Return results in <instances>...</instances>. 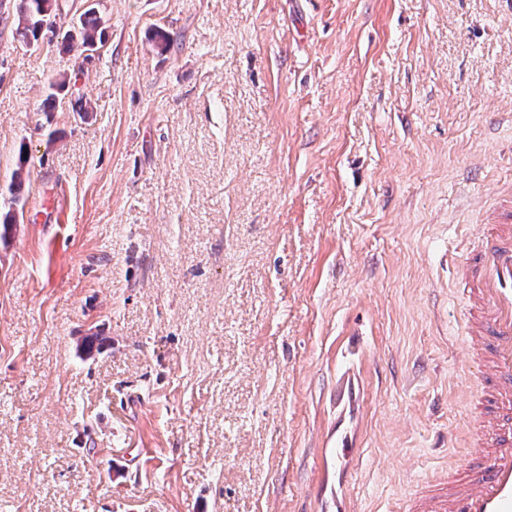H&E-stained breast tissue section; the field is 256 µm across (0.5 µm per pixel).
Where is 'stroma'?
<instances>
[{
	"instance_id": "obj_1",
	"label": "stroma",
	"mask_w": 512,
	"mask_h": 512,
	"mask_svg": "<svg viewBox=\"0 0 512 512\" xmlns=\"http://www.w3.org/2000/svg\"><path fill=\"white\" fill-rule=\"evenodd\" d=\"M97 2L86 119L0 19V512H398L464 457L443 259L512 181V10ZM26 158L18 165L11 175L10 183L6 190L9 194L8 209L3 213L0 211L1 232L0 239L5 240L12 231L15 224H19V218L23 217L24 202L22 201L21 191L26 182H29V169L25 168Z\"/></svg>"
}]
</instances>
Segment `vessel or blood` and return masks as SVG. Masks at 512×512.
Listing matches in <instances>:
<instances>
[{
    "label": "vessel or blood",
    "mask_w": 512,
    "mask_h": 512,
    "mask_svg": "<svg viewBox=\"0 0 512 512\" xmlns=\"http://www.w3.org/2000/svg\"><path fill=\"white\" fill-rule=\"evenodd\" d=\"M448 272L464 306L466 460L426 482L405 512H512V185L496 191Z\"/></svg>",
    "instance_id": "b4317fda"
}]
</instances>
